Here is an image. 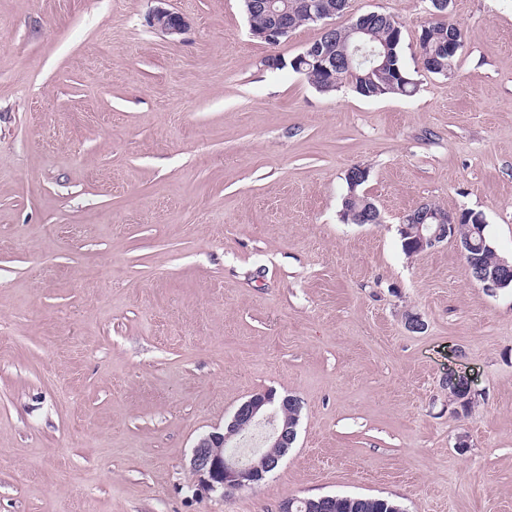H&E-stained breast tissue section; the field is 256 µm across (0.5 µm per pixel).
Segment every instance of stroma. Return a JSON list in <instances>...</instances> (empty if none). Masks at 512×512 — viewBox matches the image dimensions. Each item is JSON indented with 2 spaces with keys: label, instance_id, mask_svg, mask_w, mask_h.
<instances>
[{
  "label": "stroma",
  "instance_id": "1",
  "mask_svg": "<svg viewBox=\"0 0 512 512\" xmlns=\"http://www.w3.org/2000/svg\"><path fill=\"white\" fill-rule=\"evenodd\" d=\"M155 6L0 0V512H512V288L398 232L469 209L512 259V0H451L448 76L418 51L429 0H350L336 27L402 31L416 90L378 98L266 67L319 25L272 46L241 0H166L173 39ZM355 165L380 224L341 217ZM269 389L301 402L280 468L192 498L197 439ZM148 23L163 35L176 38L185 33L189 21L184 14L157 7L148 15ZM336 497L327 512H403L390 498L372 496H349L330 494Z\"/></svg>",
  "mask_w": 512,
  "mask_h": 512
}]
</instances>
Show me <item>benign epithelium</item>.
I'll use <instances>...</instances> for the list:
<instances>
[{
	"label": "benign epithelium",
	"mask_w": 512,
	"mask_h": 512,
	"mask_svg": "<svg viewBox=\"0 0 512 512\" xmlns=\"http://www.w3.org/2000/svg\"><path fill=\"white\" fill-rule=\"evenodd\" d=\"M249 7L261 10L272 18V23L265 28H253L254 37L269 44H277L293 31L291 16L299 11L306 14L314 23L322 25L320 37L309 44L303 52L291 60L297 72L305 68H314L322 72L325 82L335 86L333 72L339 62L336 60V27L328 19L336 16V4L333 0H293L289 6L281 8L277 0H247ZM381 14L369 12L358 18L352 26V33L367 35L376 27ZM148 23L163 35L176 38L185 33L189 21L181 13L157 7L148 15ZM463 48L459 34H448V45L443 47L440 55L448 56L450 64L437 60V65L446 68L445 74L452 72L451 60ZM475 218V227L471 228L474 238H468L461 246L464 259V272L471 277V270L476 267L479 253L487 246L485 229L487 227L483 213L462 210L448 213L436 208L422 212H411L404 217L400 235L404 242L412 245L419 254L428 252L447 240H456L457 227L468 217ZM512 271V263L498 260L496 267L478 271L477 283L488 293L512 286V279L505 272ZM300 401L294 396L279 397L274 391H266L252 396L234 413L230 422L221 431H213L201 436L192 448L190 470L194 480L190 485L193 496L199 499L209 498L215 494L224 495L234 491L250 488L259 483L266 474L276 471L288 448L296 440V425L288 420L289 413H298ZM269 425L265 442L269 448L279 449V453L266 455L263 463L257 465L245 462L233 454L224 453V449L234 447L246 433L259 425Z\"/></svg>",
	"instance_id": "7a95c632"
}]
</instances>
